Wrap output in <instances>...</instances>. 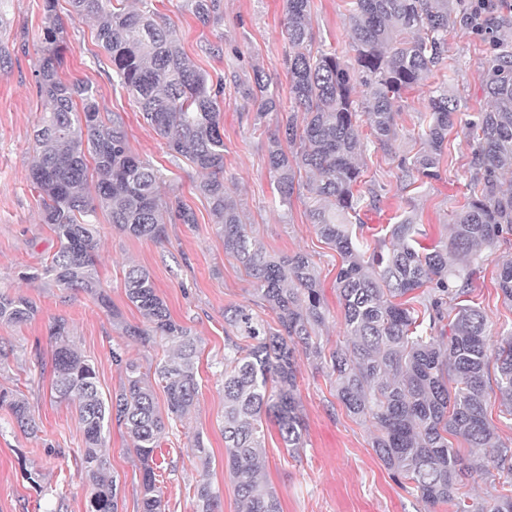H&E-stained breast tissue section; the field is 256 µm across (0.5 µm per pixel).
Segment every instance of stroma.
<instances>
[{
  "label": "stroma",
  "instance_id": "1",
  "mask_svg": "<svg viewBox=\"0 0 512 512\" xmlns=\"http://www.w3.org/2000/svg\"><path fill=\"white\" fill-rule=\"evenodd\" d=\"M41 0H8V24L0 29V45L10 59L0 70V289L35 299L38 314L21 326L0 324V389L23 394L39 426L29 434L17 427L8 407H0V512H86L91 488L76 471L72 459L56 456V449L75 451L84 445L73 410L50 395L52 347L48 330L53 318L66 315L72 346L98 369L103 394L118 390L124 375L112 365V346L148 363L163 355L161 347H145L123 336L121 323L138 324L142 317L128 301L123 268L135 263L146 268L167 304L172 318L199 336L201 388L189 412L186 428L174 429L163 441L172 470L160 473L157 485L165 512H195L194 486L208 478L220 491V512H238L237 495L226 468L224 449V391L219 372L224 362V309L249 303L254 283L242 265L226 255L209 205L196 186L201 172L188 161L171 164L164 139L142 119L135 98L114 89L97 58L103 50L92 21L71 17L69 0H58L57 13L67 30L64 81H82L98 92L101 113H120L133 153L165 167L170 187L192 209V224H170L163 242L137 239L101 222L97 250L102 287L111 300L103 309L83 292L62 295L53 283L34 288L21 281L19 271L37 266L58 248L55 234L41 221V199L26 179L34 159L37 88L33 70L42 15ZM346 0H312L311 20L316 44L325 50L349 49ZM157 11L177 31L189 59L210 79L224 81V181L233 191L247 221L270 255L302 253L313 262L321 293L329 310L319 334L328 347L344 339L342 308L336 291L339 255L316 233L308 219V193L280 204L268 173L269 137L292 102L289 79L282 63L288 46L284 28L285 0H224V17L202 24L185 0H156ZM261 69L279 93L277 111L257 118L255 108L239 93L240 80ZM487 68L484 45L463 29L448 35V57L430 80L447 85L465 113L480 112L488 103L483 91ZM428 96L406 92L398 120L400 136L395 156L381 149L367 153L368 176L381 190L378 211L365 222L381 229L392 218L416 214L428 242L448 234L455 213L466 201L471 146L461 126L448 134V162L440 176L420 188L405 187L396 155H414L413 138ZM512 259V245L491 254L475 283L473 300L485 310L492 336L512 333V305L496 286L503 261ZM119 319H112V312ZM298 385L306 430L299 453L288 451L276 429L266 432L265 478L282 512H451L449 506L428 508L417 493L394 481L375 454L371 423L349 416L336 397L325 370L299 357ZM199 434L210 451L202 465L190 449L189 433ZM103 452L109 471L120 482L119 512H138L142 467L124 428L111 426Z\"/></svg>",
  "mask_w": 512,
  "mask_h": 512
}]
</instances>
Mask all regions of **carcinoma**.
I'll use <instances>...</instances> for the list:
<instances>
[{
    "mask_svg": "<svg viewBox=\"0 0 512 512\" xmlns=\"http://www.w3.org/2000/svg\"><path fill=\"white\" fill-rule=\"evenodd\" d=\"M69 3L74 15L94 20L112 84L135 97L172 160L184 158L203 173L197 190L209 204L224 253L255 280L257 303L276 315L274 328L248 304L224 309V448L238 512H280L263 480L264 424L277 427L285 447H303L299 352L327 369L350 416L373 424L375 454L425 504L448 505L453 512H512V488L490 502L474 500L468 490L493 469L512 475V446L499 440L486 416L492 392L512 417V336L493 342L487 314L470 299L485 258L512 240V181H502L512 174V30L496 35L475 26L478 6L471 0H347L353 52L347 59L313 50L311 0H286L285 65L294 111L281 118L270 141L269 173L282 204L298 187L312 195L309 221L341 258L336 289L345 340L328 351L318 336L327 310L312 261L302 253L268 254L224 183V83L210 81L190 61L153 0ZM56 6L57 0H42L34 73L40 116L28 179L59 247L20 279L82 290L107 308L96 261L99 214H108L119 231L150 241L165 239L169 221L196 219L171 193L163 169L132 153L122 116L102 118L92 86L61 79L67 32ZM187 7L203 23L224 14L223 0H187ZM457 25L479 36L488 54L489 107L464 120L473 143L466 204L444 241L424 244L427 234L410 215L391 225L389 238L369 237L361 214L377 209L379 199L364 178L368 142L393 154L398 101L426 87L446 59L448 32ZM428 93L422 147L398 161L407 188L439 176L448 131L461 112L448 87ZM242 94L257 104L258 120L279 105L259 69ZM496 286L512 304V261L499 269ZM124 288L144 319L141 326L124 327L125 335L166 348V358L146 368L121 347L111 348L110 361L124 381L105 397L95 365L72 347L69 320L59 316L49 328L51 390L75 409L83 431L77 468L92 485L88 512H119V481L101 452L114 422L126 429L142 464L141 512H162L154 452L167 426L183 421L198 394L197 340L172 319L143 267L127 266ZM37 312L30 297L0 291V323L23 324ZM158 385L167 400L164 414L156 402ZM3 405L19 428L38 431L19 394L0 390ZM454 438L488 449L486 458L465 457ZM194 497L196 512H218L220 494L208 479Z\"/></svg>",
    "mask_w": 512,
    "mask_h": 512,
    "instance_id": "1",
    "label": "carcinoma"
}]
</instances>
